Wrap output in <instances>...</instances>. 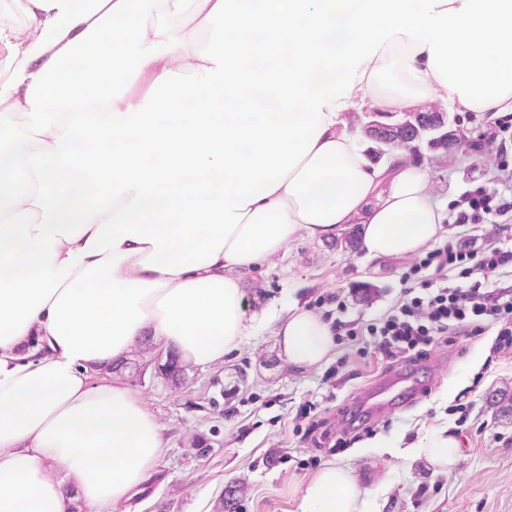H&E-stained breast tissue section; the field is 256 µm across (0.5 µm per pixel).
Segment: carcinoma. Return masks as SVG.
<instances>
[{"label":"carcinoma","instance_id":"1","mask_svg":"<svg viewBox=\"0 0 512 512\" xmlns=\"http://www.w3.org/2000/svg\"><path fill=\"white\" fill-rule=\"evenodd\" d=\"M367 139L364 149L371 162L379 159L382 149H403L413 158L429 153L448 154V148L460 139L458 129L451 128L446 112H377L371 118L367 112H358L352 118Z\"/></svg>","mask_w":512,"mask_h":512}]
</instances>
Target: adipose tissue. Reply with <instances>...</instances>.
Segmentation results:
<instances>
[{"label":"adipose tissue","instance_id":"ef3b65f1","mask_svg":"<svg viewBox=\"0 0 512 512\" xmlns=\"http://www.w3.org/2000/svg\"><path fill=\"white\" fill-rule=\"evenodd\" d=\"M173 25H155L156 15ZM222 23L223 37L198 36ZM448 100L512 112V0H23L0 13V512L114 506L164 446L101 371L153 336L207 368L273 327L289 364L334 347L309 309H244V278L354 225L371 260L438 241L445 206L403 151L344 118ZM411 459L441 471L451 432ZM299 512H365L353 471Z\"/></svg>","mask_w":512,"mask_h":512}]
</instances>
